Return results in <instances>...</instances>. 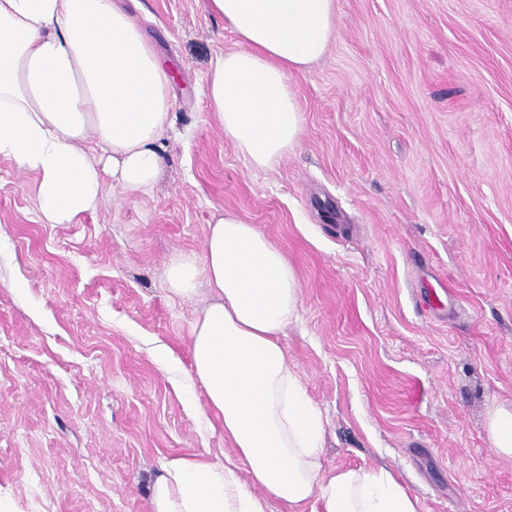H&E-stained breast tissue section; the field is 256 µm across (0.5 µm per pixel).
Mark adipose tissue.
Masks as SVG:
<instances>
[{"label":"adipose tissue","mask_w":512,"mask_h":512,"mask_svg":"<svg viewBox=\"0 0 512 512\" xmlns=\"http://www.w3.org/2000/svg\"><path fill=\"white\" fill-rule=\"evenodd\" d=\"M207 9L239 44L210 69V109L251 166L269 167L299 141L290 76L326 52L336 0H207ZM172 79L123 0H0V157L37 175L44 223L94 210L106 182L131 197L154 185ZM166 284L183 300L201 284L211 293L193 326L189 379L235 456L166 462L152 512H265L270 500L287 512L311 502L318 512H421L389 470L324 466L321 412L281 343L301 304L282 248L228 211L201 255L171 260Z\"/></svg>","instance_id":"1"}]
</instances>
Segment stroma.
I'll return each instance as SVG.
<instances>
[{"mask_svg": "<svg viewBox=\"0 0 512 512\" xmlns=\"http://www.w3.org/2000/svg\"><path fill=\"white\" fill-rule=\"evenodd\" d=\"M133 11L176 71L152 189L45 224L36 175L0 158V512H151L167 460L231 454L188 386L208 290L165 280L227 211L296 270L282 343L324 465L389 468L422 512H512L487 430L512 403V0H336L324 56L290 76L302 135L265 169L208 106L223 20Z\"/></svg>", "mask_w": 512, "mask_h": 512, "instance_id": "stroma-1", "label": "stroma"}]
</instances>
